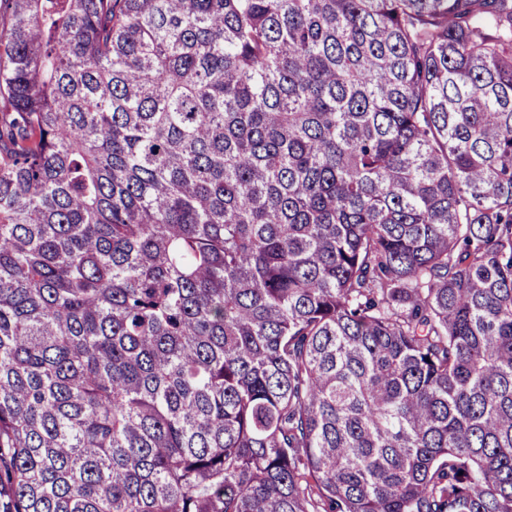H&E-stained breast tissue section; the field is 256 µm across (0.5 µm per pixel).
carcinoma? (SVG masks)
<instances>
[{
  "label": "carcinoma",
  "instance_id": "cac0c4a2",
  "mask_svg": "<svg viewBox=\"0 0 512 512\" xmlns=\"http://www.w3.org/2000/svg\"><path fill=\"white\" fill-rule=\"evenodd\" d=\"M0 512H512V0H0Z\"/></svg>",
  "mask_w": 512,
  "mask_h": 512
}]
</instances>
